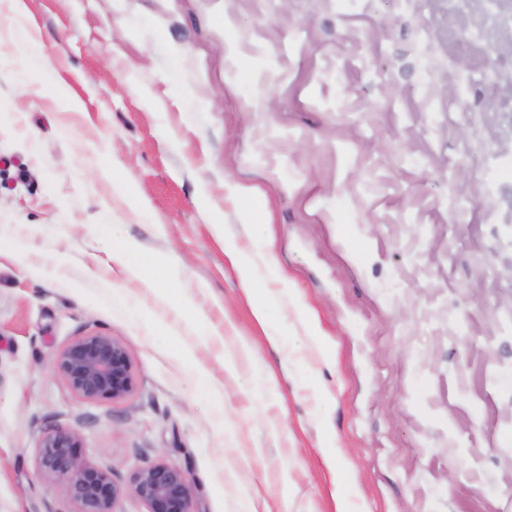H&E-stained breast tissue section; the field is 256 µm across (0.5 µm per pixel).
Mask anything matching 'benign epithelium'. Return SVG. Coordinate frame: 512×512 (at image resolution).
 I'll use <instances>...</instances> for the list:
<instances>
[{
    "label": "benign epithelium",
    "instance_id": "obj_1",
    "mask_svg": "<svg viewBox=\"0 0 512 512\" xmlns=\"http://www.w3.org/2000/svg\"><path fill=\"white\" fill-rule=\"evenodd\" d=\"M464 27H477L480 38L493 50L512 57V42L485 29L473 17H463ZM491 79L504 85L502 96H512V68L498 62ZM57 371L73 392L91 401L125 399L134 389L135 379L129 355L119 342L104 334L79 336L65 345L55 359ZM41 476L64 481L77 512H118L122 497L129 493L146 512H191L192 487L186 473L165 462H156L134 471L128 486L112 479V473L82 458L77 434L57 431L44 436L37 446Z\"/></svg>",
    "mask_w": 512,
    "mask_h": 512
}]
</instances>
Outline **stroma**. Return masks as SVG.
<instances>
[{
    "label": "stroma",
    "instance_id": "obj_1",
    "mask_svg": "<svg viewBox=\"0 0 512 512\" xmlns=\"http://www.w3.org/2000/svg\"><path fill=\"white\" fill-rule=\"evenodd\" d=\"M26 2L87 109L0 46V512H75L36 466L57 430L122 486L179 467L192 512H512V112L449 111L448 0ZM129 242L180 266L166 299ZM92 333L123 401L55 368ZM99 152L108 158L107 162L98 169L99 177L112 181V185H115L118 188V191L127 196L129 206L132 211L144 213L147 210L146 201L140 196L134 187H129V185L122 180L120 169L112 165L111 149L108 148L107 151L99 149ZM131 253L132 248L129 246L118 248L112 253V261L118 263L128 275L138 279L143 288H149L166 299L167 296L161 292L159 285L175 274L178 268L174 266L145 268L131 261ZM55 367L72 391L87 400L117 402L134 389L126 349L104 334L79 336L69 342L58 352Z\"/></svg>",
    "mask_w": 512,
    "mask_h": 512
}]
</instances>
